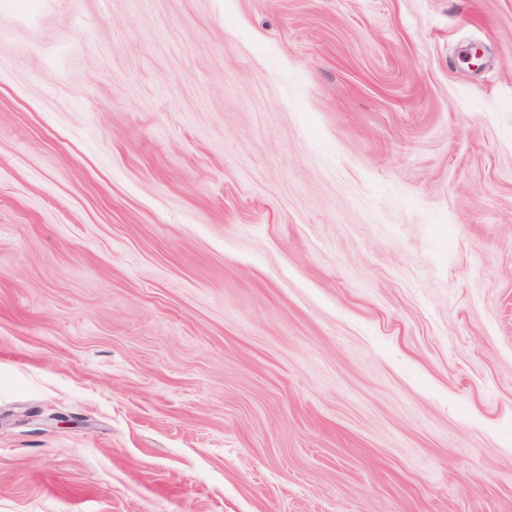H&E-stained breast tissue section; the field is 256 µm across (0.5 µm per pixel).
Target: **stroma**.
<instances>
[{
  "label": "stroma",
  "instance_id": "35a3bbf8",
  "mask_svg": "<svg viewBox=\"0 0 512 512\" xmlns=\"http://www.w3.org/2000/svg\"><path fill=\"white\" fill-rule=\"evenodd\" d=\"M0 512H512V0H0Z\"/></svg>",
  "mask_w": 512,
  "mask_h": 512
}]
</instances>
